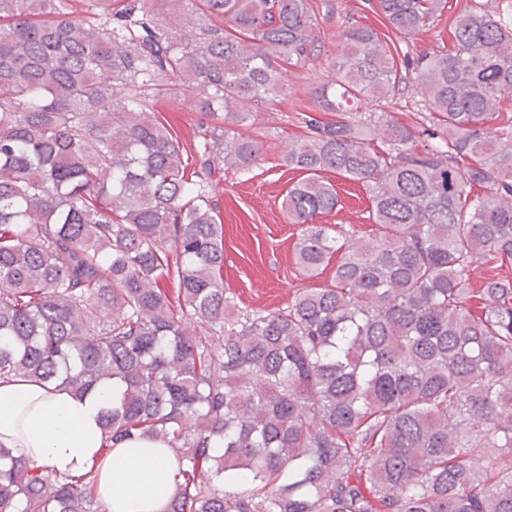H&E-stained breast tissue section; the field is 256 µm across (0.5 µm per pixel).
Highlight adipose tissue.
<instances>
[{
    "mask_svg": "<svg viewBox=\"0 0 512 512\" xmlns=\"http://www.w3.org/2000/svg\"><path fill=\"white\" fill-rule=\"evenodd\" d=\"M115 390L77 395L43 383L0 381V446L58 475L92 472L106 512H165L178 464L163 440L133 438L107 448L103 414Z\"/></svg>",
    "mask_w": 512,
    "mask_h": 512,
    "instance_id": "adipose-tissue-1",
    "label": "adipose tissue"
}]
</instances>
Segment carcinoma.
<instances>
[{
    "instance_id": "cac0c4a2",
    "label": "carcinoma",
    "mask_w": 512,
    "mask_h": 512,
    "mask_svg": "<svg viewBox=\"0 0 512 512\" xmlns=\"http://www.w3.org/2000/svg\"><path fill=\"white\" fill-rule=\"evenodd\" d=\"M66 2L0 0V379L112 382V444L179 454L167 512H512V278L472 283L512 265V0L416 59L344 32L315 95L333 118L304 116L281 202L298 267L334 275L268 312L224 287L205 173L261 161L237 128L321 55L312 0ZM446 4L375 10L412 36ZM410 75L431 128L352 112ZM187 88L221 121L190 174L154 110ZM327 172L368 189L375 233L316 222ZM92 483L0 447V512H100Z\"/></svg>"
}]
</instances>
